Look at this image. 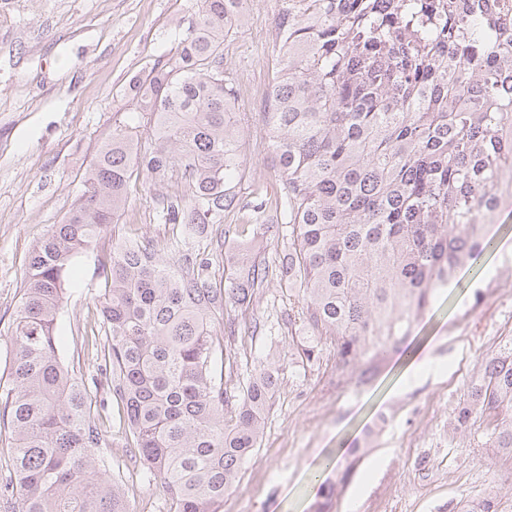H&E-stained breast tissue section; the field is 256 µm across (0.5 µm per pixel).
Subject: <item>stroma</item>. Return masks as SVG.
<instances>
[{
	"label": "stroma",
	"instance_id": "obj_1",
	"mask_svg": "<svg viewBox=\"0 0 512 512\" xmlns=\"http://www.w3.org/2000/svg\"><path fill=\"white\" fill-rule=\"evenodd\" d=\"M199 0H0V378L12 364L8 327L22 293L33 244L60 223L98 148L135 105L131 80L174 49ZM250 24L224 44V66L238 86L243 177L240 202L263 189L260 217L241 210L214 225L204 256L214 287L233 286L243 260L269 267L248 310L225 300L216 328L233 330L223 372L247 386L268 363L279 386L264 415L258 448L222 512H315V470L323 457L361 443V460L330 512H455L493 498L512 512V459L491 445L482 420L465 430V405L483 360L512 337V205L491 226L499 249L437 290L415 322L413 350L392 355L369 384L336 378V347L321 337L316 359L300 356L310 332L297 290L278 265L294 241L283 212V181L268 149L259 85L271 79L269 29L276 0H248ZM124 234L176 260L193 247L182 225L163 223L145 180L131 182L119 219ZM96 252L74 263L58 318L59 353L71 361L96 293ZM112 475L133 512H167L158 478L131 465L126 436H104Z\"/></svg>",
	"mask_w": 512,
	"mask_h": 512
}]
</instances>
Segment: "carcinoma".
I'll list each match as a JSON object with an SVG mask.
<instances>
[{
  "instance_id": "obj_1",
  "label": "carcinoma",
  "mask_w": 512,
  "mask_h": 512,
  "mask_svg": "<svg viewBox=\"0 0 512 512\" xmlns=\"http://www.w3.org/2000/svg\"><path fill=\"white\" fill-rule=\"evenodd\" d=\"M276 2L264 120L296 231L281 274L297 284L308 328L334 338L338 382L368 380L406 345L434 291L491 248L489 226L512 201V14L495 0ZM200 3L175 50L130 82L138 112L29 254L0 390L3 512H131L99 454L114 422L129 461L162 481L168 512H221L259 444L278 368L239 392L224 382V290L207 262L193 249L166 262L121 233L100 244L142 175L164 223L199 240L239 207V105L224 41L248 23L246 0ZM92 247L97 309L76 360L96 355L114 418L58 352L67 274ZM267 277L256 261L239 266L233 302L249 308ZM474 414L512 458V338L482 364L458 424ZM358 461L324 484L317 512Z\"/></svg>"
}]
</instances>
